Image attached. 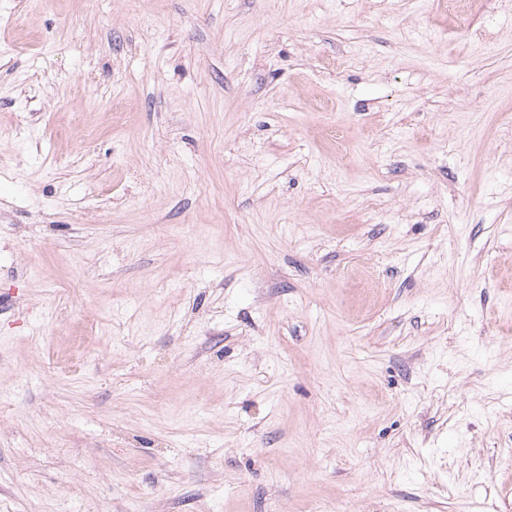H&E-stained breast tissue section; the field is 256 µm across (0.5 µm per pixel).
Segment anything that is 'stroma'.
Segmentation results:
<instances>
[{
  "label": "stroma",
  "instance_id": "stroma-1",
  "mask_svg": "<svg viewBox=\"0 0 512 512\" xmlns=\"http://www.w3.org/2000/svg\"><path fill=\"white\" fill-rule=\"evenodd\" d=\"M0 0V512H512V0Z\"/></svg>",
  "mask_w": 512,
  "mask_h": 512
}]
</instances>
